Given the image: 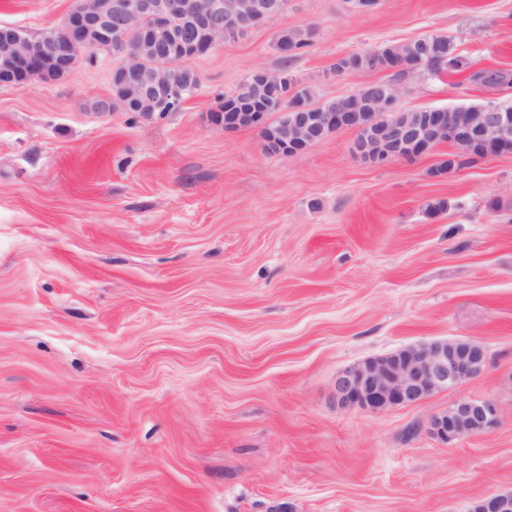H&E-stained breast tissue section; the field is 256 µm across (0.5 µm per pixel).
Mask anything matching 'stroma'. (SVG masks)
Listing matches in <instances>:
<instances>
[{"label":"stroma","instance_id":"stroma-1","mask_svg":"<svg viewBox=\"0 0 512 512\" xmlns=\"http://www.w3.org/2000/svg\"><path fill=\"white\" fill-rule=\"evenodd\" d=\"M73 0H0V24L61 27ZM311 44L282 61L283 30ZM442 34L470 71L413 72L401 110L512 101V0H288L185 60L179 111L98 113L115 59L0 85V512H472L512 492V154L450 177L443 142L382 166L343 130L283 157L214 116L255 67L320 100L387 79L331 68ZM436 339L487 351L408 407L341 405L366 359ZM498 425L451 447L457 398ZM497 424L498 411L492 400L463 397L434 415L428 432L444 447H451L466 435L491 432Z\"/></svg>","mask_w":512,"mask_h":512}]
</instances>
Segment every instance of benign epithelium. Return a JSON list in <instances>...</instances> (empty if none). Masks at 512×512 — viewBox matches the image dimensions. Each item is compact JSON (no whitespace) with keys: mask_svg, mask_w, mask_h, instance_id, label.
<instances>
[{"mask_svg":"<svg viewBox=\"0 0 512 512\" xmlns=\"http://www.w3.org/2000/svg\"><path fill=\"white\" fill-rule=\"evenodd\" d=\"M276 8L269 0H210L202 9L191 0H75L58 29L38 35L0 25V84L50 83L75 67L73 48L82 45L117 61L113 77L127 91L124 101L95 103L98 112L120 108L150 117L169 112L184 100L185 89L168 78V71L187 58L204 54L249 32L270 18ZM139 31L137 39L131 32ZM163 48L165 59L145 66V55ZM248 112H219L224 132L242 127L261 130L269 149L281 156L301 151L340 129L356 133L355 153L373 166L393 159L415 158L448 141L462 162L479 156L512 153V112L492 102L479 109L456 112L434 108L401 123L389 113L397 108L402 82L392 80L372 88L367 98H342L334 112H305L303 104L268 121L267 110L292 94V82L282 70L257 67L244 79ZM485 348L477 343L434 341L371 358L342 371L335 382L336 398L344 405L382 411L417 404L432 394L457 388L477 377L486 364ZM498 424L490 399L460 398L434 415L428 432L451 447L466 435L488 433ZM473 512H512V493H490Z\"/></svg>","mask_w":512,"mask_h":512,"instance_id":"benign-epithelium-1","label":"benign epithelium"}]
</instances>
